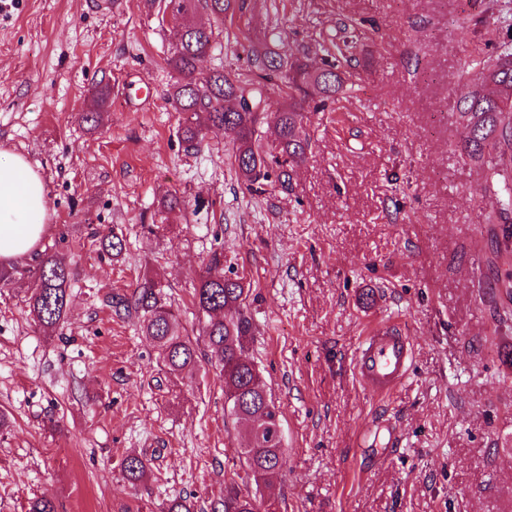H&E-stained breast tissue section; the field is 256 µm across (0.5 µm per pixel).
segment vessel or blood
I'll list each match as a JSON object with an SVG mask.
<instances>
[{
  "label": "vessel or blood",
  "instance_id": "b4317fda",
  "mask_svg": "<svg viewBox=\"0 0 512 512\" xmlns=\"http://www.w3.org/2000/svg\"><path fill=\"white\" fill-rule=\"evenodd\" d=\"M412 350L408 340L388 326L373 328L354 353V373L375 394H386L402 383L410 370Z\"/></svg>",
  "mask_w": 512,
  "mask_h": 512
}]
</instances>
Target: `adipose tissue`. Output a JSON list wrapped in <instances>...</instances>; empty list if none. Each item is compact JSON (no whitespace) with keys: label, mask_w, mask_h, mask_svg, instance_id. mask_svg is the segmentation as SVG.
<instances>
[{"label":"adipose tissue","mask_w":512,"mask_h":512,"mask_svg":"<svg viewBox=\"0 0 512 512\" xmlns=\"http://www.w3.org/2000/svg\"><path fill=\"white\" fill-rule=\"evenodd\" d=\"M48 191L25 157L0 149V262L32 255L46 232Z\"/></svg>","instance_id":"ef3b65f1"}]
</instances>
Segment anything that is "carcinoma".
Returning <instances> with one entry per match:
<instances>
[{"instance_id": "1", "label": "carcinoma", "mask_w": 512, "mask_h": 512, "mask_svg": "<svg viewBox=\"0 0 512 512\" xmlns=\"http://www.w3.org/2000/svg\"><path fill=\"white\" fill-rule=\"evenodd\" d=\"M246 0H140L148 12L169 15L176 28V44L166 65L177 75L169 97L181 115L180 140L186 150L201 147L208 130L224 131L230 140L229 156L241 189L257 193L270 186L282 192L292 188L293 172L303 163L311 143L303 127L302 110H319L344 90L337 61L312 71L296 57L274 50L280 38L274 31L251 50V77L241 81L224 69L208 66L217 47L212 27L196 24L192 16L204 10L219 21L245 9ZM279 79V93L288 102L276 112L265 111L269 84ZM458 114L469 130L464 153L472 160L497 155L503 170L512 166V45H501L494 63L482 65L462 84ZM177 193L161 196L158 213L186 209ZM103 252L113 259L123 254L122 240L101 237ZM32 283L28 311L34 324L48 333L70 312V259L63 253L37 254L25 269ZM248 289L239 278L224 273V250L212 251L194 287L193 303L202 319L211 365L224 380V401L230 415L246 423L241 434L242 482L260 487L285 464V451L268 436L258 438V428L280 422L279 407L267 397L256 365L246 355L255 333L244 310ZM108 305L116 311L142 314V335L163 359L167 372L179 376L196 364L197 349L182 328L172 306L163 301L158 284L145 279L129 294L113 296ZM147 460L131 454L122 462L124 478L132 485L148 475ZM224 512H274L245 492L236 481L224 485Z\"/></svg>"}]
</instances>
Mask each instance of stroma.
Listing matches in <instances>:
<instances>
[{
	"instance_id": "obj_1",
	"label": "stroma",
	"mask_w": 512,
	"mask_h": 512,
	"mask_svg": "<svg viewBox=\"0 0 512 512\" xmlns=\"http://www.w3.org/2000/svg\"><path fill=\"white\" fill-rule=\"evenodd\" d=\"M347 19L346 98L304 110L311 148L292 191L252 196L223 132L197 152L177 136L169 20L137 0H0V147L49 189L39 250L72 262L71 313L53 335L27 316L29 279L0 288V512L41 495L58 512H163L178 496L219 507L241 430L222 379L202 358L168 374L138 318L105 304L154 278L197 338L193 289L218 248L251 285L246 355L282 411L286 464L263 499L278 512H512V253L489 221L512 174L484 191L500 161L463 154L457 112L475 60L495 57L512 24L497 0H249L214 58L247 75L250 46L276 26L278 51L317 69ZM102 80L112 96L92 131L81 116ZM168 191L200 204L150 232ZM108 229L121 259L100 251ZM381 324L413 354L379 398L352 359ZM131 453L151 469L135 486L121 471Z\"/></svg>"
}]
</instances>
